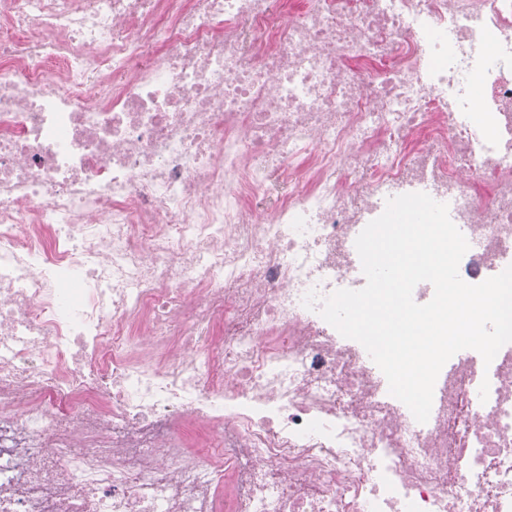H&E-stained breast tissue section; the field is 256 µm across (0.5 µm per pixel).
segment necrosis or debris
I'll return each instance as SVG.
<instances>
[{
	"label": "necrosis or debris",
	"mask_w": 512,
	"mask_h": 512,
	"mask_svg": "<svg viewBox=\"0 0 512 512\" xmlns=\"http://www.w3.org/2000/svg\"><path fill=\"white\" fill-rule=\"evenodd\" d=\"M414 192L512 265V0H0V512H512V343L303 304Z\"/></svg>",
	"instance_id": "obj_1"
}]
</instances>
